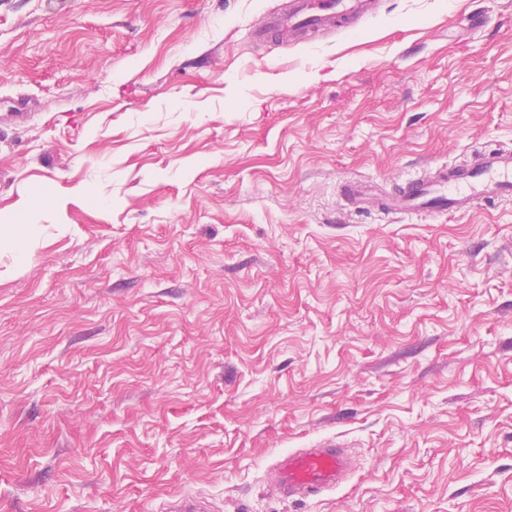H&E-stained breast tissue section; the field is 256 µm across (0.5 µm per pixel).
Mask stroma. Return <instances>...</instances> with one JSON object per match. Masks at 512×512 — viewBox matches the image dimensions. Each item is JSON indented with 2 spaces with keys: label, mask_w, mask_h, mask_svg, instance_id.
<instances>
[{
  "label": "stroma",
  "mask_w": 512,
  "mask_h": 512,
  "mask_svg": "<svg viewBox=\"0 0 512 512\" xmlns=\"http://www.w3.org/2000/svg\"><path fill=\"white\" fill-rule=\"evenodd\" d=\"M284 2L0 0V512H512V202L339 196L512 149V0L251 42ZM37 224H14L13 221L0 218V250H8L21 259L32 245L30 234H24L23 228H32ZM353 470L347 450L336 440H324L276 457L269 469V486L281 499L305 502L335 491L347 482Z\"/></svg>",
  "instance_id": "obj_1"
}]
</instances>
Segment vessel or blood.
I'll return each mask as SVG.
<instances>
[{"mask_svg": "<svg viewBox=\"0 0 512 512\" xmlns=\"http://www.w3.org/2000/svg\"><path fill=\"white\" fill-rule=\"evenodd\" d=\"M369 10V0H292L287 11L264 13L250 36L284 41L303 30L344 26ZM345 192L356 209L383 215L463 214L482 202L512 201V151L481 148L466 164L436 165L406 178L395 197L370 180L347 183ZM353 470L347 450L325 440L276 457L269 486L282 499L315 500L341 487Z\"/></svg>", "mask_w": 512, "mask_h": 512, "instance_id": "vessel-or-blood-1", "label": "vessel or blood"}]
</instances>
